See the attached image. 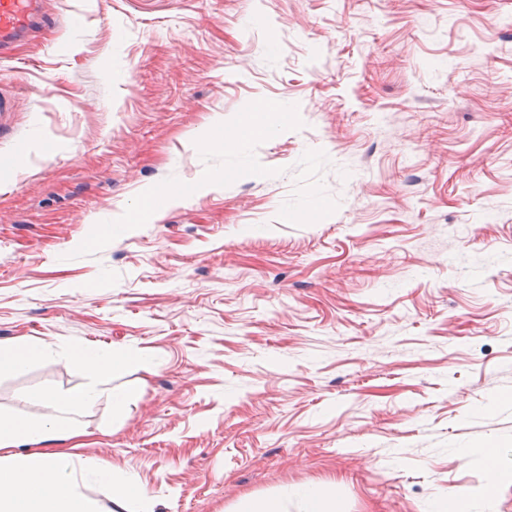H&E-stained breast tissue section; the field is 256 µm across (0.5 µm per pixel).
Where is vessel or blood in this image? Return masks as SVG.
Instances as JSON below:
<instances>
[{
  "instance_id": "1",
  "label": "vessel or blood",
  "mask_w": 512,
  "mask_h": 512,
  "mask_svg": "<svg viewBox=\"0 0 512 512\" xmlns=\"http://www.w3.org/2000/svg\"><path fill=\"white\" fill-rule=\"evenodd\" d=\"M53 21L48 0H0V53L15 42L38 37Z\"/></svg>"
}]
</instances>
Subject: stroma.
I'll return each mask as SVG.
<instances>
[{"label": "stroma", "mask_w": 512, "mask_h": 512, "mask_svg": "<svg viewBox=\"0 0 512 512\" xmlns=\"http://www.w3.org/2000/svg\"><path fill=\"white\" fill-rule=\"evenodd\" d=\"M54 2L0 58V341L51 351L0 411L114 348L72 454L155 512H512V0ZM69 359L92 374H106L114 381L120 378L131 361V356L121 351L83 348L73 351ZM104 394L112 400L113 408L123 413L128 411L129 392L122 384L107 389H99L96 385L80 389L69 395L64 404L70 410H83L92 407ZM482 456L485 458L486 469L490 475V481L487 488L488 491H492L497 487L503 476L506 474H510L511 476L512 464L507 468L502 462L500 454L494 448L484 449L482 451ZM300 503L299 512H348L343 498L336 493H329L324 485H304L296 489Z\"/></svg>", "instance_id": "stroma-1"}]
</instances>
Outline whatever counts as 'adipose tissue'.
<instances>
[{
	"label": "adipose tissue",
	"mask_w": 512,
	"mask_h": 512,
	"mask_svg": "<svg viewBox=\"0 0 512 512\" xmlns=\"http://www.w3.org/2000/svg\"><path fill=\"white\" fill-rule=\"evenodd\" d=\"M70 360L90 373L107 375L112 385L104 390L92 385L64 399L49 389L34 391L33 400L51 408L48 417L0 413V452H7L9 459L8 464H0V512H94L79 490L83 480L109 488L111 512H127L133 501L139 504L137 512H154L153 501L135 476H115L111 468L100 464L84 462L77 466L71 456L57 451L59 442L80 433L74 420L54 415L59 405L83 410L105 395L118 411L128 410L129 392L119 378L131 360L129 354L83 348L73 351Z\"/></svg>",
	"instance_id": "ef3b65f1"
}]
</instances>
